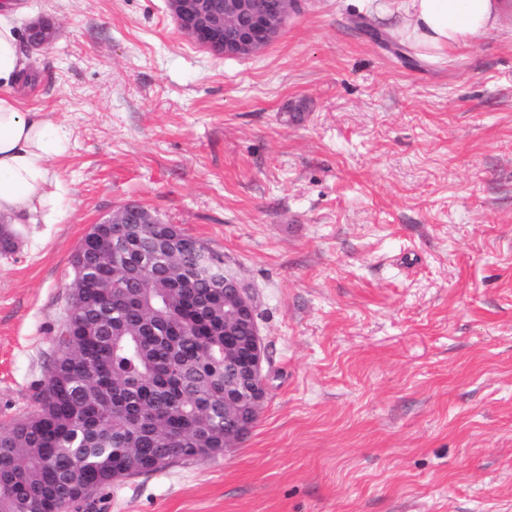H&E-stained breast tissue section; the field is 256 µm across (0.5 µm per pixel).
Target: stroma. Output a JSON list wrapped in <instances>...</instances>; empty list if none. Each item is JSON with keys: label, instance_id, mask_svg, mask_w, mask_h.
I'll use <instances>...</instances> for the list:
<instances>
[{"label": "stroma", "instance_id": "obj_1", "mask_svg": "<svg viewBox=\"0 0 512 512\" xmlns=\"http://www.w3.org/2000/svg\"><path fill=\"white\" fill-rule=\"evenodd\" d=\"M9 1L56 26L20 96L65 132L64 190L0 256V425L46 375L80 241L137 202L251 291L268 393L236 448L103 512H512V11L432 60L364 34L361 0H302L224 58L167 0Z\"/></svg>", "mask_w": 512, "mask_h": 512}]
</instances>
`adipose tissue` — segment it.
Masks as SVG:
<instances>
[{
    "mask_svg": "<svg viewBox=\"0 0 512 512\" xmlns=\"http://www.w3.org/2000/svg\"><path fill=\"white\" fill-rule=\"evenodd\" d=\"M512 0H391L378 5L386 30L432 59L497 28ZM16 13L0 8V220L34 224L54 211L48 163L63 134L45 112L25 107L17 87L32 62L22 48Z\"/></svg>",
    "mask_w": 512,
    "mask_h": 512,
    "instance_id": "1",
    "label": "adipose tissue"
}]
</instances>
